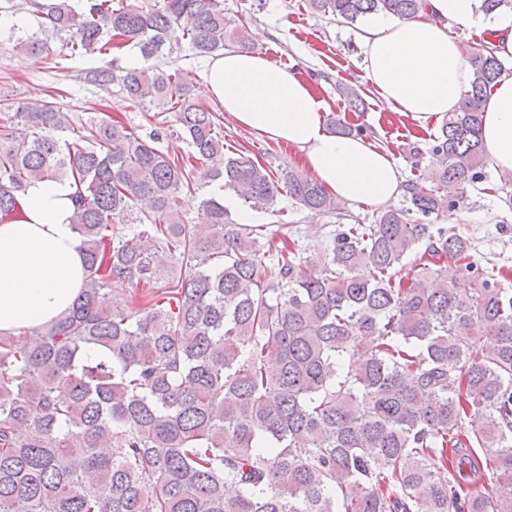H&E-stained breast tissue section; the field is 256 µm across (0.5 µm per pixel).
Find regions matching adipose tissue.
Instances as JSON below:
<instances>
[{
    "mask_svg": "<svg viewBox=\"0 0 512 512\" xmlns=\"http://www.w3.org/2000/svg\"><path fill=\"white\" fill-rule=\"evenodd\" d=\"M479 0H426L410 19L375 15L359 39L366 76L384 105L413 118L454 111L471 80L467 53L449 25L478 26L500 53L512 54V17L490 18ZM207 84L237 123L295 146L306 167L338 200L386 205L401 194L394 160L365 138L322 127L323 102L309 82L265 57L228 51L209 66ZM489 164L512 173V78L483 107ZM73 180L32 183L16 216L0 221V333L61 320L84 286L82 240L71 217Z\"/></svg>",
    "mask_w": 512,
    "mask_h": 512,
    "instance_id": "1",
    "label": "adipose tissue"
}]
</instances>
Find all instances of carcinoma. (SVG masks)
Segmentation results:
<instances>
[{"mask_svg":"<svg viewBox=\"0 0 512 512\" xmlns=\"http://www.w3.org/2000/svg\"><path fill=\"white\" fill-rule=\"evenodd\" d=\"M38 29L0 45L49 57L109 55L88 81L116 84L172 120L139 135L44 98L0 107V218L33 181L74 177L86 284L63 320L21 345L0 336V512H512V288L471 259L473 242L438 223L485 182L481 107L512 74L481 41L458 107L430 136L438 169L403 184L371 224H338L324 262L271 254L291 224L238 223L224 191L255 212L281 197L312 217L343 203L311 174L276 175L249 150L224 155L216 112L179 70L150 60L187 41L201 56L249 49L224 0H27ZM424 0H308L352 24L411 18ZM486 15L512 0H480ZM138 49L127 69L112 52ZM174 134L180 162L159 148ZM222 157L198 169L193 160ZM202 193V223L179 210ZM163 246L188 269L163 273ZM416 254L411 272L403 260ZM150 285L138 311L110 296ZM483 472L487 488L468 478Z\"/></svg>","mask_w":512,"mask_h":512,"instance_id":"obj_1","label":"carcinoma"}]
</instances>
